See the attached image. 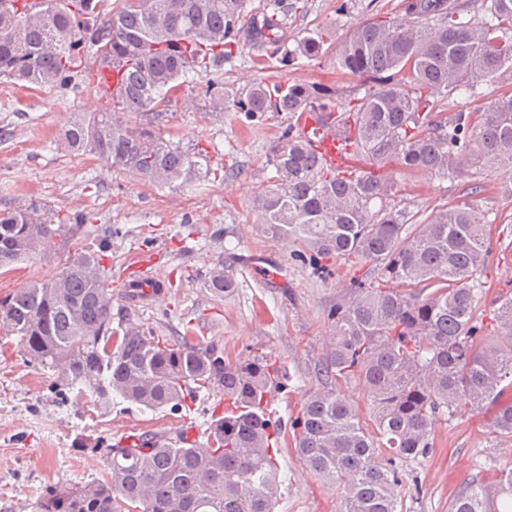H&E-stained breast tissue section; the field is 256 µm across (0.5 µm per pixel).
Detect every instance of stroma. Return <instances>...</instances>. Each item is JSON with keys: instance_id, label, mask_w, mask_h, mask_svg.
<instances>
[{"instance_id": "obj_1", "label": "stroma", "mask_w": 512, "mask_h": 512, "mask_svg": "<svg viewBox=\"0 0 512 512\" xmlns=\"http://www.w3.org/2000/svg\"><path fill=\"white\" fill-rule=\"evenodd\" d=\"M400 0H300L288 15L290 36L335 22L345 37L372 15H395ZM93 57H84L75 93L31 89L0 79V210L38 203L57 210L90 215L88 232L69 245H52L43 254L0 269V299L31 282L48 280L63 267L68 252L93 250L104 234L111 249L103 259L108 281L119 288L128 259L148 251L157 276L171 281L166 297L129 305L112 297V326L134 322L173 340L194 326L196 343H214L226 359L263 356L289 376L277 405L283 425L277 462L280 487L274 512H338L340 492L300 459L290 422L302 392L320 388L313 368L326 353L331 330L330 307L349 294L345 271L313 277L293 255V246L275 240L253 223L256 196L274 170L267 156L287 113L258 121L240 112H214L204 97L209 84L237 90L256 83L336 82L334 51L319 59L298 60L280 69L274 48L243 42L235 63L216 72L195 75L166 107L159 130L182 147L207 152L203 176L180 189L136 182L109 169L92 154H67L57 141L75 117L102 104L92 78ZM500 172L484 169L454 181L402 175L401 205L411 212L454 203L465 188L479 184L474 201L480 210L498 214L490 242L488 286L478 313L492 308L499 296L512 293V252L499 249L505 225H512V191L502 188ZM223 257L237 282L221 297L208 287V271ZM279 275L271 284L269 275ZM224 394L201 390L182 412L146 410L114 399L108 413L92 408L77 392H61L57 374L31 363L16 337L0 339V512H38L54 486L84 485L105 479L104 459L123 433H154L174 438L185 419H193L207 444L214 408ZM493 411L459 409L434 428L428 455L397 463L402 480L398 512H448V504L468 479H488L512 466V437L495 433Z\"/></svg>"}]
</instances>
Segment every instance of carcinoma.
Here are the masks:
<instances>
[{"label":"carcinoma","instance_id":"cac0c4a2","mask_svg":"<svg viewBox=\"0 0 512 512\" xmlns=\"http://www.w3.org/2000/svg\"><path fill=\"white\" fill-rule=\"evenodd\" d=\"M244 3L121 0L104 13L100 0H0V77L66 93L78 88L89 48L111 57L125 69L120 91L101 111L71 121L63 144L144 182L180 188L199 177L206 154L157 133L160 107L189 77L238 56ZM278 14L252 17L259 46L276 47L283 67L318 59L336 23L291 47ZM339 44L337 74L363 78L348 91L258 83L208 103L249 120L290 115L268 155L274 175L255 199V223L296 244L318 277L335 262L363 271L328 314L334 334L314 366L324 389L306 395L292 428L300 458L341 489L339 512H397L395 461L428 454L436 422L454 408L512 396V296L488 318L475 315L487 287V224L496 223L469 200L477 187L428 215L411 214L397 208V179L384 170L461 178L494 166L512 178V91L478 112H447L439 100L448 92L470 97L478 83L512 73V0H406L404 16L370 19ZM309 119L340 128L363 167L318 162L302 136ZM85 224L81 212L62 220L41 205L1 211L0 267ZM109 248L104 237L96 251L71 252L52 279L0 300V330L99 411L119 397L178 412L196 391L219 388L224 416L207 448L150 433L139 445H113L106 480L53 488L40 512H273L279 472L265 398L280 370L251 355L227 361L220 346L185 336L169 342L137 326L112 329L101 264ZM208 286L217 296L235 288L224 258L214 260ZM352 379L364 388L374 436L336 391ZM493 427L512 434V402L498 409ZM385 454L387 463H377ZM448 512H512V469L491 482H465Z\"/></svg>","mask_w":512,"mask_h":512}]
</instances>
